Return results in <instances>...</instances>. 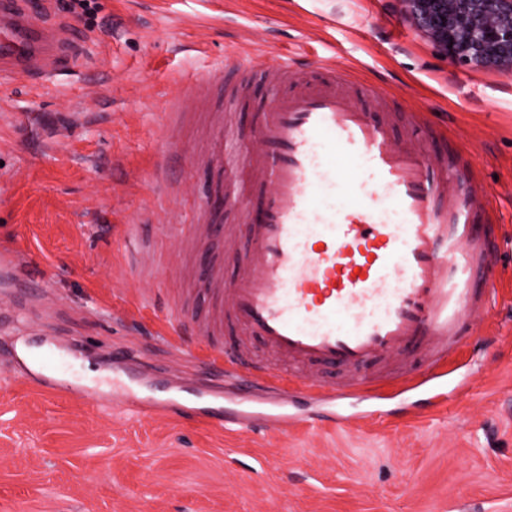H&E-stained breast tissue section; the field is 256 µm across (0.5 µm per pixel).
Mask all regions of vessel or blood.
I'll return each mask as SVG.
<instances>
[{
    "mask_svg": "<svg viewBox=\"0 0 512 512\" xmlns=\"http://www.w3.org/2000/svg\"><path fill=\"white\" fill-rule=\"evenodd\" d=\"M35 0H0V79L46 78L69 59L64 31L37 21ZM350 72L303 91L274 97L253 139L259 146L237 163L251 175L253 198L243 205L249 246L232 283L219 269L209 277L217 303L199 330L215 338L224 326L241 340L223 344L225 372L246 371L253 383L281 376L282 365L342 372L332 400H383L371 371L398 364L399 379L418 388L446 375L448 357L485 341L476 316L496 297L487 274L498 251L488 210L461 190L474 163L453 150L448 163L392 144L383 115L341 93ZM362 162L366 177L348 176L333 157ZM341 188L344 203L327 207L325 190ZM260 340L277 360H253L244 337ZM199 414L216 426L238 424L222 408L140 402L150 418ZM315 426L302 414L261 413L247 420L285 431Z\"/></svg>",
    "mask_w": 512,
    "mask_h": 512,
    "instance_id": "obj_1",
    "label": "vessel or blood"
}]
</instances>
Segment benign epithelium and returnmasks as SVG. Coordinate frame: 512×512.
I'll list each match as a JSON object with an SVG mask.
<instances>
[{"mask_svg":"<svg viewBox=\"0 0 512 512\" xmlns=\"http://www.w3.org/2000/svg\"><path fill=\"white\" fill-rule=\"evenodd\" d=\"M396 2L449 63L512 71V0Z\"/></svg>","mask_w":512,"mask_h":512,"instance_id":"7a95c632","label":"benign epithelium"}]
</instances>
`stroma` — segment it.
<instances>
[{
	"mask_svg": "<svg viewBox=\"0 0 512 512\" xmlns=\"http://www.w3.org/2000/svg\"><path fill=\"white\" fill-rule=\"evenodd\" d=\"M96 2L87 23L48 0L73 66L0 86V512H512V72L448 63L395 0ZM275 55L303 84L351 70L396 146L438 167L448 139L479 165L504 263L478 323L499 337L449 367L440 407L387 372L382 422L269 441L111 405L125 381L139 400L265 396L169 316L214 306L206 266L238 271L246 228L214 200L245 176L210 159L254 149ZM206 222L229 232L183 235Z\"/></svg>",
	"mask_w": 512,
	"mask_h": 512,
	"instance_id": "obj_1",
	"label": "stroma"
}]
</instances>
